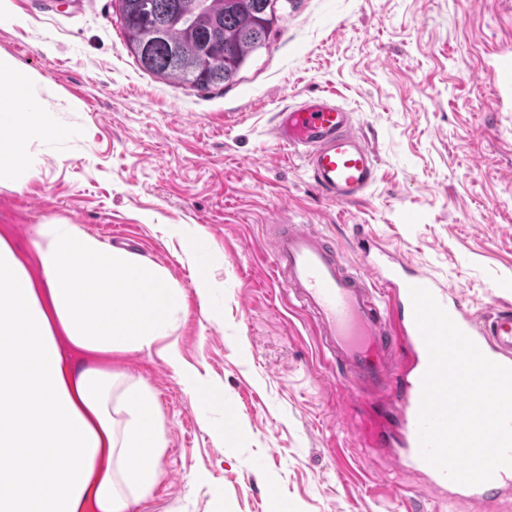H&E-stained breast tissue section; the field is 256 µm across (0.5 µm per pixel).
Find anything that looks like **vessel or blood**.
Here are the masks:
<instances>
[{"instance_id":"obj_1","label":"vessel or blood","mask_w":512,"mask_h":512,"mask_svg":"<svg viewBox=\"0 0 512 512\" xmlns=\"http://www.w3.org/2000/svg\"><path fill=\"white\" fill-rule=\"evenodd\" d=\"M270 135L277 145L302 152L312 187L326 200L357 202L376 182L373 150L337 101L306 97L276 113ZM268 248L278 286L310 318L322 359L345 380L353 407L380 401L366 447L378 456L392 454L400 471L426 477L435 489L472 504L484 506L511 492L512 467L499 468L487 483L465 485L421 457L419 413L429 352L410 290H430L481 352L507 367H512V307L475 313L441 279L383 248L370 263L348 267L340 243L308 224L276 225Z\"/></svg>"}]
</instances>
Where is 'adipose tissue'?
Masks as SVG:
<instances>
[{
  "label": "adipose tissue",
  "instance_id": "obj_1",
  "mask_svg": "<svg viewBox=\"0 0 512 512\" xmlns=\"http://www.w3.org/2000/svg\"><path fill=\"white\" fill-rule=\"evenodd\" d=\"M35 84L0 55L1 187L37 173L33 142L64 135ZM36 233L37 280L0 237V512H138L167 445L155 400L140 386L114 393V375L76 368L67 353L152 350L174 330L184 292L164 269L73 225Z\"/></svg>",
  "mask_w": 512,
  "mask_h": 512
}]
</instances>
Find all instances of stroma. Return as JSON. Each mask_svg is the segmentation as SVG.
<instances>
[{"instance_id":"35a3bbf8","label":"stroma","mask_w":512,"mask_h":512,"mask_svg":"<svg viewBox=\"0 0 512 512\" xmlns=\"http://www.w3.org/2000/svg\"><path fill=\"white\" fill-rule=\"evenodd\" d=\"M278 23L233 83L207 91L141 69L117 0H10L0 54L41 75L65 131L38 173L0 187V230L34 257L50 221L135 253L184 290L171 336L107 369L146 386L166 448L141 512H512L452 500L361 446L360 415L324 369L308 316L274 287L269 225L313 224L358 264L357 238L455 287L512 304V0H278ZM309 95L353 110L378 165L339 205L276 146L279 110ZM212 289L200 301L195 265ZM220 390L203 402L164 359Z\"/></svg>"}]
</instances>
